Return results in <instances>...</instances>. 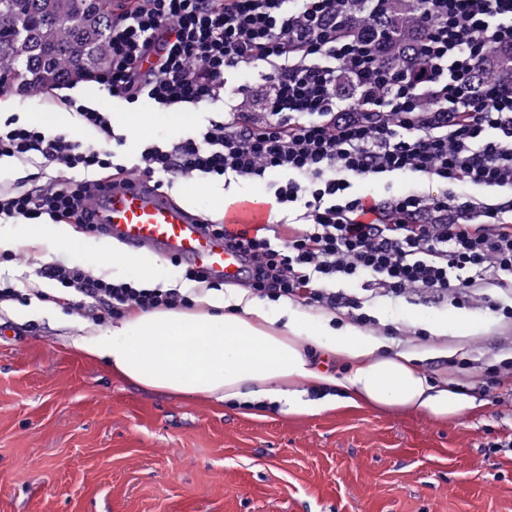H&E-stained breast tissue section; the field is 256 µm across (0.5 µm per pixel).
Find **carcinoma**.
<instances>
[{"instance_id":"obj_1","label":"carcinoma","mask_w":512,"mask_h":512,"mask_svg":"<svg viewBox=\"0 0 512 512\" xmlns=\"http://www.w3.org/2000/svg\"><path fill=\"white\" fill-rule=\"evenodd\" d=\"M107 0H0V86L20 94L47 92L108 67L114 10ZM417 0H395L382 22V63H408ZM512 73V52L477 79Z\"/></svg>"}]
</instances>
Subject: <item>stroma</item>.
<instances>
[{
    "label": "stroma",
    "instance_id": "obj_1",
    "mask_svg": "<svg viewBox=\"0 0 512 512\" xmlns=\"http://www.w3.org/2000/svg\"><path fill=\"white\" fill-rule=\"evenodd\" d=\"M266 64L228 73L222 100L191 107L187 121L157 120L141 98L130 104L96 82L63 84L38 96L0 97V113L31 123L64 111V99L115 113L124 144L116 163L142 147L195 133L224 109L258 110ZM174 201L221 219L228 196H267L265 180L182 176L165 186ZM25 224H0V281L28 291L38 268L57 257L84 265L69 244L38 252L22 243ZM368 334L417 354L427 376L471 387L472 374L448 360L484 357L512 343V324L479 308L372 298ZM460 313L459 335L433 336L435 319ZM86 310L52 296L0 304V512H512V450L491 447L490 430L512 429V396L476 391L479 409L454 421L389 409L342 408L291 418L248 415L238 402L140 387L73 345L104 330Z\"/></svg>",
    "mask_w": 512,
    "mask_h": 512
}]
</instances>
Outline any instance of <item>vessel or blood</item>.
Wrapping results in <instances>:
<instances>
[{
    "label": "vessel or blood",
    "mask_w": 512,
    "mask_h": 512,
    "mask_svg": "<svg viewBox=\"0 0 512 512\" xmlns=\"http://www.w3.org/2000/svg\"><path fill=\"white\" fill-rule=\"evenodd\" d=\"M271 208L257 198L234 197L224 202L223 224L236 233L269 223ZM95 223L105 225L108 238L131 250L147 248L163 257L202 268L224 281L243 275L242 256L228 251L223 239L206 234L201 213L176 204L148 180L113 178L93 206Z\"/></svg>",
    "instance_id": "obj_1"
}]
</instances>
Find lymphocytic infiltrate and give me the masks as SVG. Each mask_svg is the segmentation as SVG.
<instances>
[{
  "mask_svg": "<svg viewBox=\"0 0 512 512\" xmlns=\"http://www.w3.org/2000/svg\"><path fill=\"white\" fill-rule=\"evenodd\" d=\"M416 63L380 64L369 44L345 35L340 0H135L116 13L111 64L97 82L109 97L158 107L217 101L224 77L269 63L262 115L243 110L209 120L198 133L146 146L137 168L205 179L227 174L270 179L273 210L297 212L302 230L281 242L210 229L242 249V285L260 299L291 300L375 325L367 296L481 306L512 321V305L488 286L512 287V76L470 91L471 78L495 52L512 50V0H421ZM156 53L147 77L141 62ZM345 73L356 104L335 91ZM103 145L0 118V159L53 169L50 182L0 190V221L55 224L76 219L92 229L91 209L111 169L116 135L108 113L68 100ZM416 174L438 193L411 191L373 201L355 195L353 178ZM497 190L484 200L468 195ZM39 278L59 284L63 304L88 307L97 321L191 307L189 294L96 276L63 259ZM361 283L362 293L347 291ZM500 361L451 358L481 388L512 387V347Z\"/></svg>",
  "mask_w": 512,
  "mask_h": 512,
  "instance_id": "f902f5d3",
  "label": "lymphocytic infiltrate"
}]
</instances>
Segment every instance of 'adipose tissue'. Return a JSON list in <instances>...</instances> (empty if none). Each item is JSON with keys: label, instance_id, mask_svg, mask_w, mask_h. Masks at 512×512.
<instances>
[{"label": "adipose tissue", "instance_id": "adipose-tissue-1", "mask_svg": "<svg viewBox=\"0 0 512 512\" xmlns=\"http://www.w3.org/2000/svg\"><path fill=\"white\" fill-rule=\"evenodd\" d=\"M74 345L152 390L275 404L291 417L348 406L455 420L478 408L475 397L447 380H429L412 351L386 353L384 338L352 324L332 332L294 316L278 323L260 300L234 288L219 296L204 292L192 310L132 313ZM311 345L336 354L349 374L336 379L315 369ZM326 386L336 394L309 399L310 390Z\"/></svg>", "mask_w": 512, "mask_h": 512}]
</instances>
